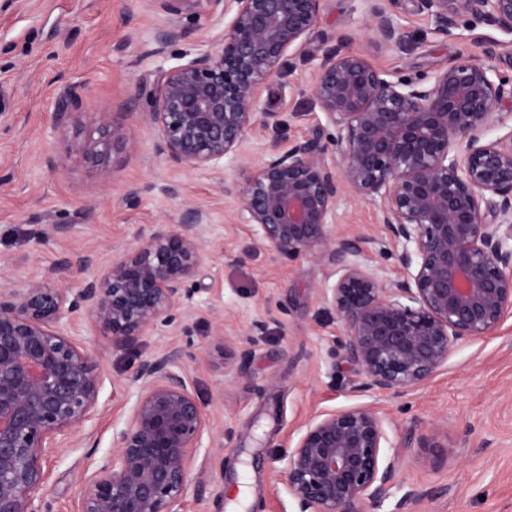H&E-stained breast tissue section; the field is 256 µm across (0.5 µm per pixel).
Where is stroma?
<instances>
[{"mask_svg":"<svg viewBox=\"0 0 512 512\" xmlns=\"http://www.w3.org/2000/svg\"><path fill=\"white\" fill-rule=\"evenodd\" d=\"M398 13L401 36L388 46L370 28L366 0H322L305 55L286 61L261 91L262 108L280 113L283 124L255 126L245 144L249 157L261 160L276 140L316 136L332 143L335 131L313 95L316 66L332 48L362 53L398 76L424 77L459 57L484 59L496 44L493 65L512 74V33L492 21L463 19L449 39L435 33L418 0H401ZM166 19L154 0H0V274L22 283L63 267L75 252L101 267L132 247L141 227L178 223L188 205L207 210L211 225L207 257L192 281L195 294L172 326L136 349L111 353L101 351L88 318L74 319V335L99 353L105 412L47 449L43 512H78L87 470L111 452L113 432L127 421L129 375L161 348L186 343L199 354L187 372L218 444L201 449L210 480L204 494L188 490L182 512H228L229 491L242 486L248 490L243 512H295L279 457L315 415L367 402L386 417L398 481L431 493L417 512H512V318L487 336L454 345L447 367L405 397L361 391L354 367L330 353L342 332L322 294L336 281L333 265L304 256L271 260L249 225L234 219L219 176L170 169L154 153L152 127L125 114L144 73L198 52L224 25L206 9L183 11L172 18L181 39L164 55L149 56ZM63 98L74 102L80 118L59 127L55 106ZM95 112L116 114L133 146L113 173L92 170L68 151L90 133ZM131 185L145 188L133 201L125 198ZM332 230L339 237L384 235L376 206L347 195ZM87 276L64 269L58 284L76 289ZM257 321L265 330L251 349L248 334ZM228 422L235 436L225 445ZM433 430L438 447H418V436ZM447 444L455 456H445Z\"/></svg>","mask_w":512,"mask_h":512,"instance_id":"obj_1","label":"stroma"}]
</instances>
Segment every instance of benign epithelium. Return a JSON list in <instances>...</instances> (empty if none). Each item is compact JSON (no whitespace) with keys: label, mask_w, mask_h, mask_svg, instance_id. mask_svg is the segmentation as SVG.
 I'll return each instance as SVG.
<instances>
[{"label":"benign epithelium","mask_w":512,"mask_h":512,"mask_svg":"<svg viewBox=\"0 0 512 512\" xmlns=\"http://www.w3.org/2000/svg\"><path fill=\"white\" fill-rule=\"evenodd\" d=\"M169 14L206 3L224 28L199 52L136 83L145 100L154 150L181 170L224 172L239 162L244 180H222L239 221L277 255L326 259L335 284L324 289L343 325L334 351L361 377V389L400 397L448 363L460 341L486 336L512 317V128L488 138L496 108L512 103V75L459 57L428 79H391L360 53H326L313 93L341 155L302 136L274 142L258 163L245 151L258 124L277 129L280 113L259 106L261 89L285 58L306 52L322 0H160ZM372 29L383 44L399 39V0H369ZM435 30L454 36L459 20L485 17L512 32V0H421ZM180 38L157 28L155 55ZM74 118L58 102L56 126ZM95 134L68 151L106 171L128 145L109 112L93 117ZM348 192L379 208L404 271L385 287L359 261L368 236L337 237L331 226ZM206 213L188 206L178 224H151L134 247L76 290L55 281L83 268L78 256L19 288L0 276V512H42L45 451L99 416L103 376L97 354L65 332L74 314L90 319L103 349L125 351L188 302V282L205 256ZM182 348L142 360L128 421L112 436V453L83 480L79 512H180L189 487L209 482L196 463L210 437L205 407L191 390ZM385 419L372 405L325 411L305 424L284 454L281 473L297 512H363L403 491L392 512H414L428 492L395 483Z\"/></svg>","instance_id":"obj_1"}]
</instances>
